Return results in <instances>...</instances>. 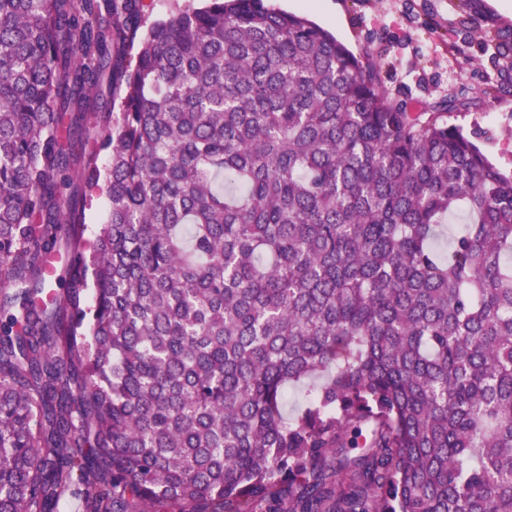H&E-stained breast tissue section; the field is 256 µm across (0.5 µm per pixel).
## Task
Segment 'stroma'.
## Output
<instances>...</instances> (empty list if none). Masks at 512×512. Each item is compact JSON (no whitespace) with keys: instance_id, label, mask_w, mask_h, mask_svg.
<instances>
[{"instance_id":"stroma-1","label":"stroma","mask_w":512,"mask_h":512,"mask_svg":"<svg viewBox=\"0 0 512 512\" xmlns=\"http://www.w3.org/2000/svg\"><path fill=\"white\" fill-rule=\"evenodd\" d=\"M269 0L330 30L375 67L389 97L443 107L449 124L474 135L488 158L512 173V90L489 92L511 58L497 56L512 35V0Z\"/></svg>"}]
</instances>
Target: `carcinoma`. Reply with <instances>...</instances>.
<instances>
[{"label":"carcinoma","mask_w":512,"mask_h":512,"mask_svg":"<svg viewBox=\"0 0 512 512\" xmlns=\"http://www.w3.org/2000/svg\"><path fill=\"white\" fill-rule=\"evenodd\" d=\"M143 26L0 0V512H512V177L267 0Z\"/></svg>","instance_id":"carcinoma-1"}]
</instances>
